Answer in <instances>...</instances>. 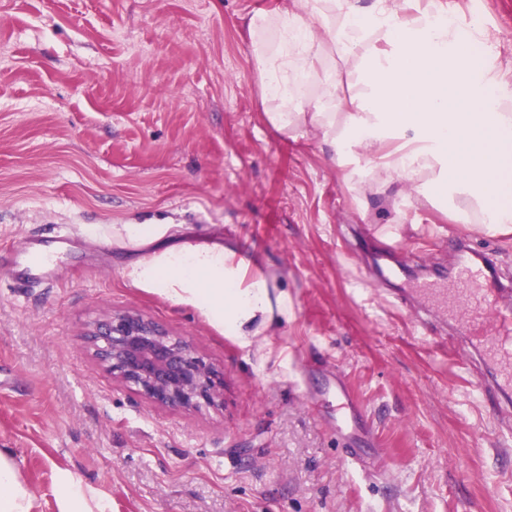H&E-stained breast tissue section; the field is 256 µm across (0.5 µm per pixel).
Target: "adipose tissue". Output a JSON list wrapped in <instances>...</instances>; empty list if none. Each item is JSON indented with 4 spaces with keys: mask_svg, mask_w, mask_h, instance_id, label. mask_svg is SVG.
Here are the masks:
<instances>
[{
    "mask_svg": "<svg viewBox=\"0 0 512 512\" xmlns=\"http://www.w3.org/2000/svg\"><path fill=\"white\" fill-rule=\"evenodd\" d=\"M409 0H291L287 9L246 21L270 124L291 139L316 130L353 188L388 195L394 185L483 234L512 233V112L481 78L469 34L440 20L408 16ZM355 60L326 76L319 97L306 79L323 49ZM346 80L350 95L338 94ZM167 224H124L118 240L132 252L124 273L138 288L197 309L228 336L246 337L272 310L264 278H249L219 242L166 243ZM58 512H112L107 497L70 472L57 482ZM9 451L0 448V512H33Z\"/></svg>",
    "mask_w": 512,
    "mask_h": 512,
    "instance_id": "adipose-tissue-1",
    "label": "adipose tissue"
}]
</instances>
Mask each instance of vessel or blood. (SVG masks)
<instances>
[{
  "instance_id": "1",
  "label": "vessel or blood",
  "mask_w": 512,
  "mask_h": 512,
  "mask_svg": "<svg viewBox=\"0 0 512 512\" xmlns=\"http://www.w3.org/2000/svg\"><path fill=\"white\" fill-rule=\"evenodd\" d=\"M58 272V260L38 239L30 240L13 260L14 276L23 283L51 284ZM400 303L412 306L414 317L420 319L442 315L444 326L437 329V338L448 340L465 362L486 371L482 391L496 407L512 404V288L500 284L492 261L466 250L453 282L421 280ZM322 388L336 401L331 425L344 444L345 455L355 464H364L371 455V432L363 409L344 376L326 378Z\"/></svg>"
}]
</instances>
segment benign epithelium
<instances>
[{"label": "benign epithelium", "mask_w": 512, "mask_h": 512, "mask_svg": "<svg viewBox=\"0 0 512 512\" xmlns=\"http://www.w3.org/2000/svg\"><path fill=\"white\" fill-rule=\"evenodd\" d=\"M89 339L103 366L163 407L193 411L223 405V377L188 342L140 312L110 316L95 324Z\"/></svg>", "instance_id": "benign-epithelium-1"}]
</instances>
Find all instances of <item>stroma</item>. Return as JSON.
Here are the masks:
<instances>
[{
	"instance_id": "1",
	"label": "stroma",
	"mask_w": 512,
	"mask_h": 512,
	"mask_svg": "<svg viewBox=\"0 0 512 512\" xmlns=\"http://www.w3.org/2000/svg\"><path fill=\"white\" fill-rule=\"evenodd\" d=\"M287 3L0 0V448L36 512H57L62 470L112 512H512V419L373 287L393 269L401 290L451 276L461 235L512 278V235L465 232L420 198L359 204L319 135L269 124L244 20ZM442 3L491 37L512 109V0ZM119 224L254 255L287 314L224 335L132 285ZM62 233L57 284L19 287L12 254ZM125 311L192 344L224 377L223 408H165L113 378L87 334ZM311 365L347 376L383 464L346 460L307 401Z\"/></svg>"
}]
</instances>
